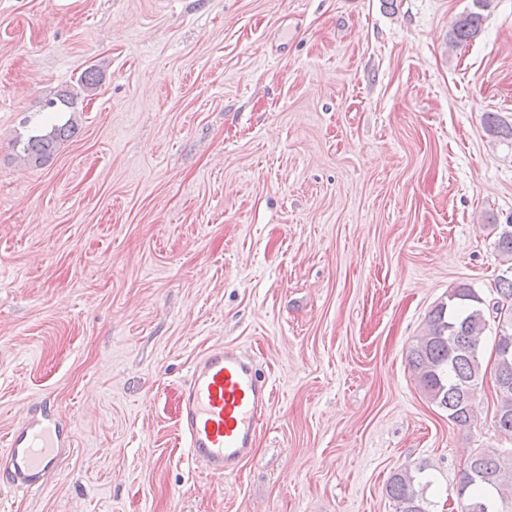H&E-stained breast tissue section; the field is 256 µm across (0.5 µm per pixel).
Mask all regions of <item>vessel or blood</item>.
I'll list each match as a JSON object with an SVG mask.
<instances>
[{
  "instance_id": "1",
  "label": "vessel or blood",
  "mask_w": 512,
  "mask_h": 512,
  "mask_svg": "<svg viewBox=\"0 0 512 512\" xmlns=\"http://www.w3.org/2000/svg\"><path fill=\"white\" fill-rule=\"evenodd\" d=\"M273 398V385L237 348L221 346L201 355L179 396L181 429L191 460L219 478L237 475L252 454ZM67 438L53 412L21 419L0 438L8 458L0 483L14 489L39 488Z\"/></svg>"
}]
</instances>
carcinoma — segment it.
Instances as JSON below:
<instances>
[{
  "label": "carcinoma",
  "mask_w": 512,
  "mask_h": 512,
  "mask_svg": "<svg viewBox=\"0 0 512 512\" xmlns=\"http://www.w3.org/2000/svg\"><path fill=\"white\" fill-rule=\"evenodd\" d=\"M487 0H473L474 9L460 15L451 30L452 42L463 44L479 33ZM102 79L101 71L90 68L79 78L82 92L91 93ZM78 94L64 89L47 100L54 112H75ZM77 123L68 118L33 130L22 143L27 161L43 166L54 155L60 142L75 134ZM496 249L509 266L495 281L501 299L493 304L491 314L497 319L496 365L494 381L499 391L495 427L512 437V224L502 225ZM488 326L484 299L467 284L448 292L447 299L436 304L428 314L425 328L409 352V361L424 394L448 413V420L459 425L472 421L471 398L484 377L481 351ZM423 468L409 465L393 474L386 486L396 502L397 512H428L423 493L415 486ZM460 512H512V453L494 449L471 455L456 487Z\"/></svg>",
  "instance_id": "1"
}]
</instances>
